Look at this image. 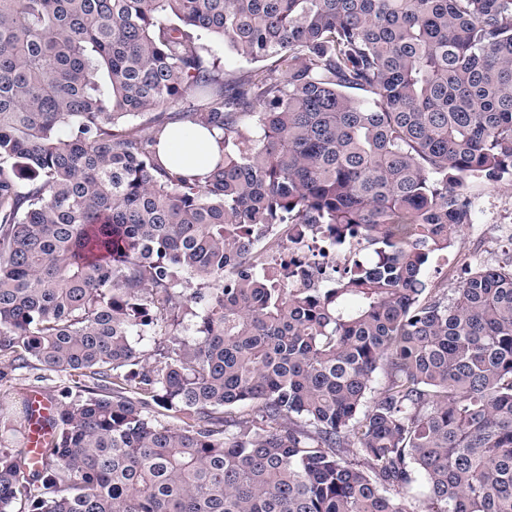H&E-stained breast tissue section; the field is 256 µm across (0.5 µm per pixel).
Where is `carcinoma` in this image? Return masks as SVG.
<instances>
[{
	"label": "carcinoma",
	"mask_w": 512,
	"mask_h": 512,
	"mask_svg": "<svg viewBox=\"0 0 512 512\" xmlns=\"http://www.w3.org/2000/svg\"><path fill=\"white\" fill-rule=\"evenodd\" d=\"M503 181L512 0H0V356L74 384L33 449L0 398V512H512V261L425 278ZM203 43L208 49H212L219 54L224 61V67L226 70L245 72L255 66L254 64H250L244 59L236 56V54H234L228 47L217 41L205 40ZM212 134L200 126L170 124L161 135L158 147L162 162L183 173L205 174L219 150L220 134L216 130ZM286 228L278 230L277 225L269 226L263 232L265 238H275L281 241L278 250L266 254V262L269 266L283 268L291 272L295 263L300 265L298 275L289 274L284 279L288 288H302L305 283L311 286L327 284L336 269L344 268L351 255L360 254L368 248L366 240L362 238L351 239L344 252L331 251L324 247H318L314 236L291 234L289 237ZM295 275V276H293ZM453 258H450L448 264L442 262L438 268L432 267L429 270L428 280L433 287L454 288L458 284L461 267L453 262ZM435 269H438V271H435Z\"/></svg>",
	"instance_id": "carcinoma-1"
}]
</instances>
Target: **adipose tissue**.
I'll return each mask as SVG.
<instances>
[{
	"mask_svg": "<svg viewBox=\"0 0 512 512\" xmlns=\"http://www.w3.org/2000/svg\"><path fill=\"white\" fill-rule=\"evenodd\" d=\"M218 150L217 135L200 126L180 123L169 125L159 144V155L167 167L195 175L206 173Z\"/></svg>",
	"mask_w": 512,
	"mask_h": 512,
	"instance_id": "1",
	"label": "adipose tissue"
}]
</instances>
